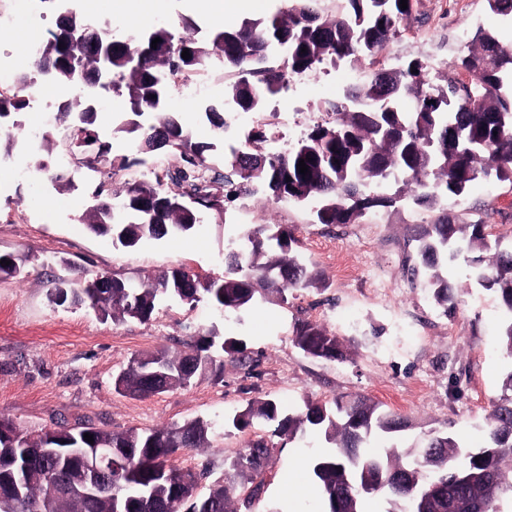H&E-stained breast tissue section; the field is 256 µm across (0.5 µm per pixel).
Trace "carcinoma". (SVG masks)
Instances as JSON below:
<instances>
[{
  "mask_svg": "<svg viewBox=\"0 0 512 512\" xmlns=\"http://www.w3.org/2000/svg\"><path fill=\"white\" fill-rule=\"evenodd\" d=\"M320 2L289 0L288 8L269 18L245 20L204 42L179 34L167 21L154 24L147 35L135 30L115 37L108 29L91 28L80 11L67 8L42 40L39 56L18 73L15 91L0 92V120L23 110L29 104L27 89L48 78L75 85L85 94L82 108L75 111L65 102L58 113L59 119L70 120V139L97 138L96 89L120 78L124 117L113 133L135 134L146 149L178 156V166L165 174V183H129L116 197L104 195L102 185L94 190L97 203L86 210L82 223L124 247L177 237L202 223L205 211L220 206L203 187L208 181L223 185L227 201L261 187L277 202L309 204L320 224H351L367 210L388 207L406 195L414 204L433 209L444 198L465 199L475 182L492 174L512 184V44H503L483 28L469 34L444 85L433 84L428 65L419 58L396 69L376 68L330 105V118L314 123L287 151L253 152L266 136L259 128L252 131L248 146L232 150L224 172H212L207 155L214 144L193 140L180 113L161 111L165 78L202 70L221 51L233 76L228 96L241 111L258 112L267 97L288 90L290 81L303 74L372 58L401 35L414 8V0H407L405 10L399 8L400 0H346L347 11L329 13L319 8ZM157 37L162 42L153 48ZM93 42L110 49L108 58L89 57ZM185 48L187 60L181 56ZM205 115L214 138L223 139L228 129L224 113L209 106ZM301 159L308 165L305 175L297 168ZM86 163L111 171L131 165L126 157L112 156L109 141L104 151L87 155ZM243 239L241 248L225 247L220 278L202 279L173 268L130 283L96 272L80 288L59 282L50 302L58 307L83 302L116 322L129 318L146 323L163 296L187 304L206 298L220 315L229 316L259 297L284 303L288 291L317 284L310 265L295 253L287 226L259 224L244 232ZM412 241V272L425 273L444 312L455 307L456 285L448 280V264L459 259L476 273L478 284L497 294L506 315L499 342L512 359V247L504 249L490 240L485 224H456L447 215L419 225ZM1 259L11 264L0 263V276L21 274L22 259L0 253ZM294 343L316 358H343L339 338L318 324H299ZM244 352L241 341L211 330L190 353L161 348L132 356L117 376L115 390L146 398L187 387L198 377L219 379L224 356L242 362ZM255 421L271 427L274 436L291 440L310 432L334 445V454L309 463L324 502L322 512H362L360 487L365 482L402 499L401 512H503L502 501L512 499V395L494 406L485 440L475 448L462 446L448 431L431 429L420 447L371 456L364 448L372 436L402 432L410 423L361 396L309 401L296 415L283 413L276 401L266 399L248 404L232 419L240 429ZM208 432L209 424L195 419L149 431L112 432L93 426L22 430L16 448L11 439L1 437L0 483L15 477V460H6V449L12 447L24 464V489L19 497H1L0 512L53 510L54 490L45 470L55 467L59 486L71 484L75 471L65 459L51 462L43 449L67 448L72 437L81 439L85 448L107 445L128 455L112 462L100 496L76 498L64 506L68 512H185L187 507L194 512H236L229 487L257 473L272 447L260 441L240 451L224 469V480L201 496L199 474L176 468L170 460L183 449L206 447ZM86 433L94 442L84 440Z\"/></svg>",
  "mask_w": 512,
  "mask_h": 512,
  "instance_id": "obj_1",
  "label": "carcinoma"
}]
</instances>
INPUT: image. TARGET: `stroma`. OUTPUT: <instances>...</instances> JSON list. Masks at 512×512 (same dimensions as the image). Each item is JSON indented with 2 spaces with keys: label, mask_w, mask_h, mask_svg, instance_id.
<instances>
[{
  "label": "stroma",
  "mask_w": 512,
  "mask_h": 512,
  "mask_svg": "<svg viewBox=\"0 0 512 512\" xmlns=\"http://www.w3.org/2000/svg\"><path fill=\"white\" fill-rule=\"evenodd\" d=\"M288 0H255L249 15L217 20L201 0H164L154 16L139 22L147 30L156 21L188 18L207 37L221 25L243 18H267ZM512 42V22L492 13L486 0H416L401 36L380 50L390 64L418 57L438 73L452 67L476 28ZM370 65L353 69L325 67L310 83L294 82L258 116L265 130L277 126L281 113L295 112L302 128L310 114L325 118L329 102L364 79ZM205 95L182 99L178 85L168 87L165 108L181 113L196 140L212 139L204 109L226 108L230 76L222 59H212L199 74ZM112 111L98 113L100 135L112 137L114 152L141 158L140 166L109 177L81 162L58 127L47 128L48 165L70 158L64 173L69 191L57 192L43 176L28 181L14 169L29 163L36 146L17 143L0 153V253L25 257L21 275L0 278V415L23 429H53L91 424L112 431L147 430L194 419L210 425L208 445L179 451L172 459L180 469H205L198 492L207 494L224 476V460L247 445L272 441L269 462L253 477L238 480L232 494L239 512H318L317 497L283 501L279 488L296 462L329 454L324 441L302 448L272 438L266 425L235 428L232 419L250 402L273 399L284 412H299L306 401L364 395L383 409L409 418L416 428L452 429L469 446L483 441L482 427L494 402L504 393L512 370L499 345L505 319L495 293L470 280L463 262L448 267L456 282L455 311L444 314L425 286V275H412L411 242L415 226L433 222L439 212L458 223L482 222L503 245L512 244V184L494 179L476 182L465 200L442 202L428 210L400 201L374 209L353 224L317 223L308 207L276 202L257 192L208 212L203 223L185 235L147 240L132 248L113 245L80 221L92 203L96 185L122 190L125 181L148 180L154 169H168L176 159L166 151L143 152L133 135H114L122 103L111 90ZM258 224H285L294 232V249L318 271V285L290 291L284 303L257 301L236 317L218 316L210 303L193 305L161 298L146 323H115L86 305L52 306L49 295L58 280L83 283L86 274L106 272L134 281L183 267L201 276L224 271V247L243 229ZM324 325L342 343L340 360L314 358L294 343L298 322ZM242 340L252 367L225 359L221 380L198 378L186 388L134 399L116 392L114 380L131 356L163 347L185 350L209 330ZM259 496H252L254 486Z\"/></svg>",
  "instance_id": "1"
}]
</instances>
